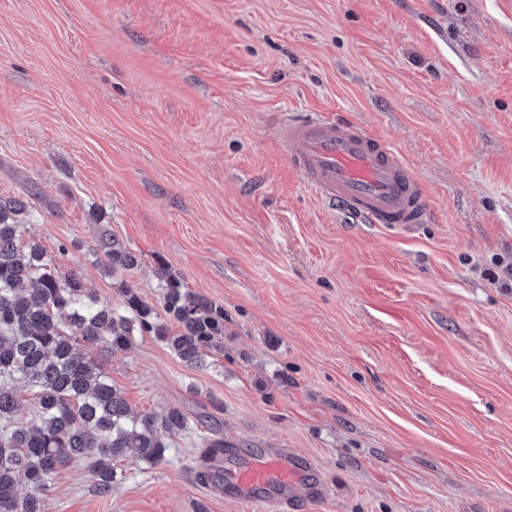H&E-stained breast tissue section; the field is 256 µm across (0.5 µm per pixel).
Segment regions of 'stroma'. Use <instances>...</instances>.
I'll use <instances>...</instances> for the list:
<instances>
[{"label": "stroma", "instance_id": "35a3bbf8", "mask_svg": "<svg viewBox=\"0 0 512 512\" xmlns=\"http://www.w3.org/2000/svg\"><path fill=\"white\" fill-rule=\"evenodd\" d=\"M305 112L387 140L431 223L317 198L278 135ZM0 197L101 302L158 305L166 270L224 310L205 367L101 358L191 428L45 512H244L196 470L211 424L306 459L300 512H512V0H0ZM105 228L137 267L105 272Z\"/></svg>", "mask_w": 512, "mask_h": 512}]
</instances>
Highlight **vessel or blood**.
Returning <instances> with one entry per match:
<instances>
[{"mask_svg":"<svg viewBox=\"0 0 512 512\" xmlns=\"http://www.w3.org/2000/svg\"><path fill=\"white\" fill-rule=\"evenodd\" d=\"M288 159L316 196L338 203L368 224L410 229L432 217L422 183L397 151L352 121L309 114L279 125ZM209 470H221L224 493L236 502L289 512L293 499L321 498L323 487L307 465L280 448L256 455L225 447L209 452Z\"/></svg>","mask_w":512,"mask_h":512,"instance_id":"1","label":"vessel or blood"}]
</instances>
